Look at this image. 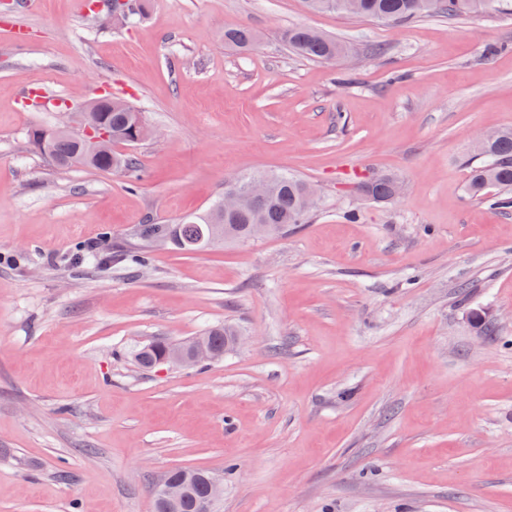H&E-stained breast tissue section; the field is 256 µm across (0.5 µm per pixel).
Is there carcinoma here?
I'll use <instances>...</instances> for the list:
<instances>
[{
	"instance_id": "obj_1",
	"label": "carcinoma",
	"mask_w": 512,
	"mask_h": 512,
	"mask_svg": "<svg viewBox=\"0 0 512 512\" xmlns=\"http://www.w3.org/2000/svg\"><path fill=\"white\" fill-rule=\"evenodd\" d=\"M311 11L333 12L342 16H355L397 25L402 22L431 15L443 14L457 17L479 12L494 4L512 12V0H359L356 14L348 10V0H304ZM283 41L295 54L314 61L329 63L346 50L337 39L307 26H295L282 33ZM256 41V34L247 26L224 30V42L246 51ZM100 123L112 130V143H135L141 140L145 122L141 113L130 104L121 109L99 113ZM27 143L45 155L60 168L83 167L102 172L121 171L133 177L139 161L133 155L120 154L110 148L90 151L68 134H55L49 128L34 127L28 131ZM397 179L381 176L360 185V191L375 202L392 200ZM308 183L288 173H275L268 177L264 195L255 199L245 210L237 213L224 211L219 201L201 215H190L178 224H141L136 232L137 263L146 264V248L164 243L174 250L192 252L202 249L193 244L200 235L208 233V226L220 224L223 234L212 245L223 241H247L254 224H266L271 234L288 230L290 224H304L311 209L305 204ZM470 197L487 203L496 210H512V129L496 132L486 145L483 156L472 160L467 183ZM236 330L227 324L209 328L204 336L218 349H230ZM204 494L200 482L189 485L186 497L179 505V512H198Z\"/></svg>"
}]
</instances>
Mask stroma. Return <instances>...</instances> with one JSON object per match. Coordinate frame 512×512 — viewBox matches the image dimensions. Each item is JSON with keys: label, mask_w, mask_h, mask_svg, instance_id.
<instances>
[{"label": "stroma", "mask_w": 512, "mask_h": 512, "mask_svg": "<svg viewBox=\"0 0 512 512\" xmlns=\"http://www.w3.org/2000/svg\"><path fill=\"white\" fill-rule=\"evenodd\" d=\"M240 24L259 36L247 52L224 42ZM294 25L349 55L295 56ZM105 95L155 131L117 147L139 159L133 185L26 142ZM505 127L512 15L491 9L391 26L302 0H154L102 29L76 0L16 6L0 20V512H153L176 467L223 476L215 512H512V211L466 191L473 141ZM271 171L317 190L288 233L73 261ZM385 174L399 199L362 195ZM224 323L240 343L223 360L132 359Z\"/></svg>", "instance_id": "1"}]
</instances>
